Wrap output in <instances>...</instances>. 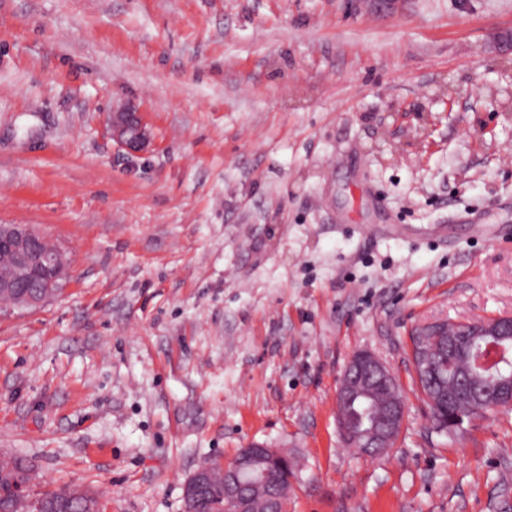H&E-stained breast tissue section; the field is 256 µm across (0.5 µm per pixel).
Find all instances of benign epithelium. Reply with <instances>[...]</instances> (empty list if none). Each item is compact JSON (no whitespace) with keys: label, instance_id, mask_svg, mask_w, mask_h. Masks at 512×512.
Wrapping results in <instances>:
<instances>
[{"label":"benign epithelium","instance_id":"1","mask_svg":"<svg viewBox=\"0 0 512 512\" xmlns=\"http://www.w3.org/2000/svg\"><path fill=\"white\" fill-rule=\"evenodd\" d=\"M112 138L128 153H139L149 143V134L136 112L112 113ZM9 261L12 276L0 279V297L7 298L4 309L36 307L51 299L69 275L71 261L57 244L37 232L29 224H0V259ZM512 336V316L467 318L457 321L431 319L417 327L415 343L410 345L411 365L415 377L431 379L436 374V356L446 347L463 345L467 353L476 348L495 349L501 354L509 350L506 337ZM382 390L391 395L390 403L371 414L363 426L345 415V409L363 405L372 394ZM441 402L476 401L478 406L493 411L512 406V377L497 381L495 390L482 398L469 388L456 383L439 387L430 395ZM337 424L343 444L370 456L378 448H388L403 426L406 405L397 379L390 366L376 353L362 350L354 353L336 390ZM477 420L475 416H458L446 422H433L437 431L455 433L463 425ZM224 472V512H252L255 497L261 496L274 506L271 512H285L289 482L277 476L278 471L292 469L288 455L275 448L252 444L239 450L234 459L222 465Z\"/></svg>","mask_w":512,"mask_h":512}]
</instances>
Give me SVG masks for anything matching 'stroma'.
<instances>
[{
	"label": "stroma",
	"instance_id": "1",
	"mask_svg": "<svg viewBox=\"0 0 512 512\" xmlns=\"http://www.w3.org/2000/svg\"><path fill=\"white\" fill-rule=\"evenodd\" d=\"M511 34L512 0H0V224L72 258L0 313L31 493L183 512L259 443L287 512H512V409L436 431L409 362L428 318L512 315ZM363 349L406 402L369 457L336 421ZM112 138L128 153H139L149 143V134L136 112H112Z\"/></svg>",
	"mask_w": 512,
	"mask_h": 512
}]
</instances>
